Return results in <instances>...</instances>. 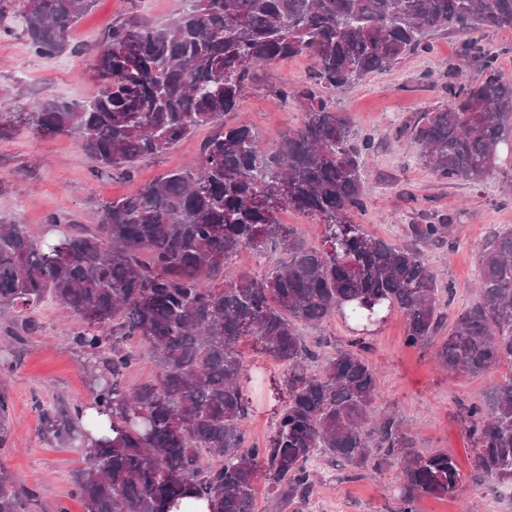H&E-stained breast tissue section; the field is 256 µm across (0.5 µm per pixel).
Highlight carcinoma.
<instances>
[{
  "label": "carcinoma",
  "mask_w": 512,
  "mask_h": 512,
  "mask_svg": "<svg viewBox=\"0 0 512 512\" xmlns=\"http://www.w3.org/2000/svg\"><path fill=\"white\" fill-rule=\"evenodd\" d=\"M96 0H23L0 4V33L24 36L53 57ZM512 31V0H190L163 24L135 13L112 20L88 48L98 93L77 103L44 99L26 112H0V133L16 122L35 133L75 138L102 171L127 176L204 124H222L237 107L252 68L295 56L314 60L311 82L279 87L301 126L261 143L252 126L226 127L204 147L201 163L168 172L134 196L105 201L98 224L51 212L44 223L67 231L38 237L25 224H0V312L14 315L15 339L27 313L52 297L77 326L72 342L86 360L89 405L112 434L92 436L79 409L61 399L41 409L45 431L78 442L85 466L74 495L85 512H169L189 491L213 512H253L258 483L280 503L314 488L313 459L328 456L360 471L403 462L400 512L421 495L454 494L462 481L444 451L422 454L394 414L375 417L377 373L362 351L366 334L400 309L405 342L429 347L451 372L483 375L512 367V228L483 246L477 301L448 329V304L421 253L367 235L353 222L363 210L367 171L345 113L329 94L427 53L431 36H465L461 63L478 61V82H463L450 103L414 125L419 161L434 175L480 183L501 168L512 136V79L473 34ZM293 210L325 225L321 247L308 245L279 215ZM423 243H445L450 221L408 225ZM271 248L276 265L230 277L243 250ZM358 330L327 358L299 331L330 316ZM137 336L157 365L155 378L129 389L134 354L118 338ZM282 366L287 397L271 435L248 441L253 412L250 365L239 344ZM474 475L512 485V372L486 403L464 408ZM23 488L0 466V512H21Z\"/></svg>",
  "instance_id": "cac0c4a2"
}]
</instances>
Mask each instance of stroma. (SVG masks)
Returning a JSON list of instances; mask_svg holds the SVG:
<instances>
[{
	"label": "stroma",
	"mask_w": 512,
	"mask_h": 512,
	"mask_svg": "<svg viewBox=\"0 0 512 512\" xmlns=\"http://www.w3.org/2000/svg\"><path fill=\"white\" fill-rule=\"evenodd\" d=\"M177 5L178 0H97L94 11L72 33L70 49L52 58L36 55L20 37L0 35V98H7L14 111L24 112L48 97L75 102L93 97L98 84L80 46L100 39L117 15L134 11L162 22ZM461 41L458 34L435 36L430 52L409 56L332 95L336 111L350 120L353 143H372L365 155L369 170L365 208L355 213L354 222L392 244L406 242L405 228L410 224L446 216L455 225L454 244L422 249L439 288L453 290L448 306L453 315L477 299L473 282L483 245L495 232L512 228V190L505 187V174H492L478 184L439 179L420 164V148L408 131L425 110L448 104L455 82L449 68L457 61ZM313 70L310 58L298 56L254 71L225 123L249 122L263 145L271 146L301 120L297 105L278 100L274 88L304 84ZM213 133L211 126L199 127L173 150L145 159L132 176L125 177L95 170L73 138L40 136L26 125L14 124L0 138V223L24 224L41 235L47 231L48 213L66 211L83 224H96L102 201L134 195L168 171L201 160L202 147ZM10 320V314L0 313V393L7 396L10 408L0 464L18 474L30 491L22 512H84L71 483L84 465V455L74 442L46 435L40 417L41 409L59 398L73 407L89 401L85 363L71 338L76 321L56 300L46 299L33 313L32 332L18 343L4 333ZM300 332L323 356L352 336L337 317L303 326ZM368 343L364 356L379 371L375 415L396 413L416 450L448 452L464 475L452 496L417 498L416 512H512V497L505 489L490 481L479 486L472 482L474 454L461 423L463 406L485 402L494 382L511 373L512 367L502 365L480 376L438 368L430 349L406 345L405 317L397 309ZM241 349L251 365L249 395L258 404L244 427L250 440L260 442L270 434L278 403L274 385L282 370L257 353L250 341H243ZM316 471L317 483L305 502L276 508L261 486L254 512H396L400 505V460H391L380 472L357 475L350 467L322 457Z\"/></svg>",
	"instance_id": "35a3bbf8"
}]
</instances>
